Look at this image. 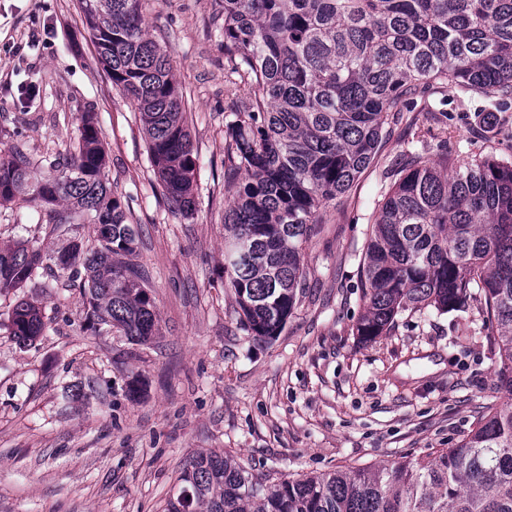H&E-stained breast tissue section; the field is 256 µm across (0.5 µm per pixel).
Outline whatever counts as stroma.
Instances as JSON below:
<instances>
[{
  "instance_id": "stroma-1",
  "label": "stroma",
  "mask_w": 512,
  "mask_h": 512,
  "mask_svg": "<svg viewBox=\"0 0 512 512\" xmlns=\"http://www.w3.org/2000/svg\"><path fill=\"white\" fill-rule=\"evenodd\" d=\"M141 12L170 56L197 152L190 219L163 196L139 112L99 62L79 0H0V141L21 130L34 158L51 160L76 150L79 112H96L160 323L144 345L87 331L78 293L42 270L28 294L48 328L22 347L6 329L14 297L0 295V512H167L201 452L293 480L456 447L500 397L497 338L479 301L444 314L407 309L371 342L355 330L375 207L400 163L430 157L432 132L409 112L388 126L375 163L323 208L285 329L255 341L224 285L226 124L250 90L224 70L214 0H141ZM447 98L459 163L512 155V106L488 117L457 88ZM22 237L50 253L75 238L89 249L97 227L63 230L46 214L0 207V243Z\"/></svg>"
}]
</instances>
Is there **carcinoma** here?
I'll return each instance as SVG.
<instances>
[{"mask_svg": "<svg viewBox=\"0 0 512 512\" xmlns=\"http://www.w3.org/2000/svg\"><path fill=\"white\" fill-rule=\"evenodd\" d=\"M224 70L253 90L230 112L224 178V276L240 325L258 342L285 328L304 287L303 251L320 209L350 191L375 160L389 119L418 109L442 133L433 158L399 171L378 206L362 267L365 313L356 333L382 335L408 309L452 311L479 296L498 337L502 401L455 448L373 470L267 483L232 456L196 455L168 512H512V162L457 165L448 113L416 99L453 85L491 113L512 102V0H219ZM100 63L140 111L162 193L194 215L196 161L183 94L168 54L144 27L140 0H81ZM78 147L41 175L18 144L0 148V206L38 208L55 224L97 225L98 245L73 240L47 258L28 242L0 245V295L27 287L44 260L78 286L86 329L133 343L159 333L138 269V235L107 185L96 114L80 113ZM68 215L57 217L56 207ZM46 323L16 300L9 334L32 346Z\"/></svg>", "mask_w": 512, "mask_h": 512, "instance_id": "obj_1", "label": "carcinoma"}]
</instances>
